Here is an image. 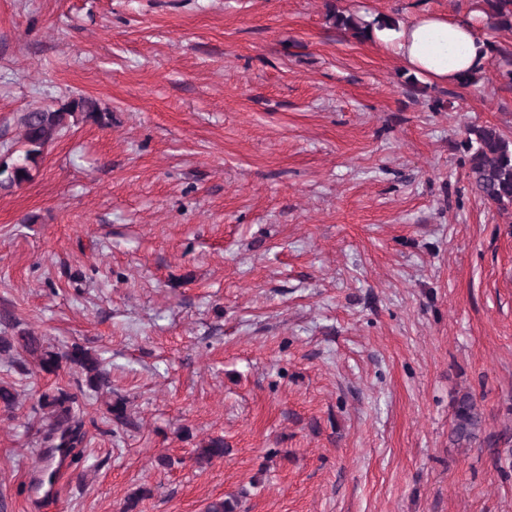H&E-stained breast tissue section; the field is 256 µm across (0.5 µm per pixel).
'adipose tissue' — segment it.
Masks as SVG:
<instances>
[{"mask_svg": "<svg viewBox=\"0 0 512 512\" xmlns=\"http://www.w3.org/2000/svg\"><path fill=\"white\" fill-rule=\"evenodd\" d=\"M373 42L398 55L410 71L450 84L486 64L490 45L473 17L426 13L412 23L376 28Z\"/></svg>", "mask_w": 512, "mask_h": 512, "instance_id": "adipose-tissue-1", "label": "adipose tissue"}]
</instances>
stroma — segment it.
Returning a JSON list of instances; mask_svg holds the SVG:
<instances>
[{"instance_id":"stroma-1","label":"stroma","mask_w":512,"mask_h":512,"mask_svg":"<svg viewBox=\"0 0 512 512\" xmlns=\"http://www.w3.org/2000/svg\"><path fill=\"white\" fill-rule=\"evenodd\" d=\"M327 3L0 0V155L22 113L112 114L0 191V332L95 351L137 422L111 427L76 366L0 356V512H121L142 486L136 512H512V210L460 146L512 137V89L409 83ZM337 5L409 23L477 0ZM58 386L78 465L38 432ZM467 391L497 448L450 444Z\"/></svg>"}]
</instances>
